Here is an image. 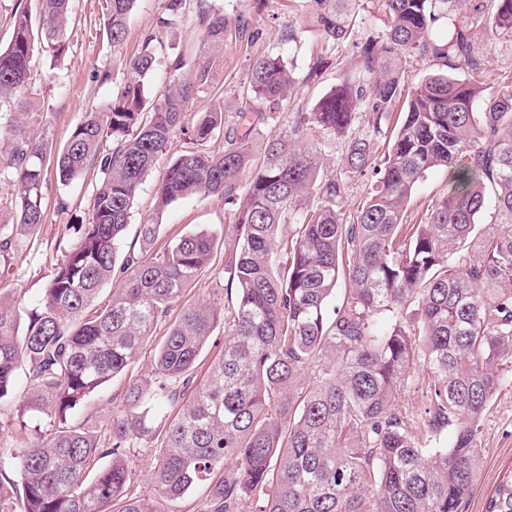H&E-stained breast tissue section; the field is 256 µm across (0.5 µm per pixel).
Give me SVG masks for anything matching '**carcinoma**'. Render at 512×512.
I'll list each match as a JSON object with an SVG mask.
<instances>
[{"label":"carcinoma","mask_w":512,"mask_h":512,"mask_svg":"<svg viewBox=\"0 0 512 512\" xmlns=\"http://www.w3.org/2000/svg\"><path fill=\"white\" fill-rule=\"evenodd\" d=\"M69 2L42 0L36 18L15 11L0 49V183L9 187L0 196V256L43 224L48 165L65 186L90 168L99 175L80 241L42 297L29 310L0 298V405L17 404L20 419H58L55 432L0 451V512H168L165 503L196 485L207 489L197 512H241L246 502L254 512H459L480 469L482 420L512 365V84L478 81L487 58L474 46L479 29L512 42V0H376L386 30L359 47L358 78L294 113L289 133L268 140L253 166L255 128L295 87L290 64L280 55L254 60L234 89L233 115L214 107L189 118L209 66L186 74L175 61L166 90L146 106L154 34L125 64L108 107L86 113L51 151L49 112L28 90L42 58L69 50ZM359 2L310 0L325 43L349 37ZM135 4L106 0L112 42ZM186 19L187 0H164L159 27ZM197 20L215 46L228 31L243 33L222 13ZM407 58L438 73L408 88ZM360 110L372 115L371 133L351 138L339 171L323 174L307 132L344 137ZM178 134L187 142L158 185L157 210L198 194L231 206L230 304L180 309L151 378L131 381L113 411L105 447L68 426V412L128 372L209 270L217 244L198 231L151 251L159 225L149 222L139 225V248L125 245L142 181ZM380 136L388 144L378 158ZM219 138L222 149H206ZM441 169L448 192L419 223H405L415 185ZM369 171V196L346 220L339 203ZM316 196L320 204H309ZM491 199V232L480 236ZM341 278L351 288L333 306ZM219 326L224 347L200 378L197 361ZM416 363L428 377V418L418 424L397 408ZM160 425L166 454L155 494L142 496L129 458ZM447 427L448 447H431ZM485 512H512V473Z\"/></svg>","instance_id":"carcinoma-1"}]
</instances>
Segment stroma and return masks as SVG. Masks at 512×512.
<instances>
[{
	"label": "stroma",
	"mask_w": 512,
	"mask_h": 512,
	"mask_svg": "<svg viewBox=\"0 0 512 512\" xmlns=\"http://www.w3.org/2000/svg\"><path fill=\"white\" fill-rule=\"evenodd\" d=\"M353 31L347 40L325 44L318 30L309 21L307 0H193L192 9L206 6L223 10L230 19L245 23L242 38L226 39L215 48L208 42L204 30L193 21H185L169 29H158L156 21L163 10L164 0H137L122 42L112 43L104 28V0H73L70 20V49L58 62H42V79L31 88V97L46 101L52 112L51 142L62 148L84 113L105 109L112 101L115 86L98 81L102 70L122 75L124 66L141 47L144 37L157 34L161 48L153 73L146 81L145 94L154 98L168 83L169 66L175 58L187 63L207 62L210 79L190 100L189 112H199L211 106H223L233 111V89L244 77L249 65L261 55H282L297 78V93L291 103L273 119L262 124L254 136V150L287 131L294 112L310 109L332 87L339 83L344 68L352 66L357 45L367 39L382 36L384 18L374 0H362ZM296 31L297 42H289V31ZM324 55L327 60L318 80H306L313 57ZM181 147L180 140L168 144L155 167L146 176L135 200L132 217L125 232L126 240L137 237L139 224L158 223V244H166L188 233L208 230L217 234L220 242L208 272L188 290L189 301L207 299L219 301V282L224 279L223 247L231 241L226 228V207L215 196H193L171 203L163 213H156L154 198L157 185L171 157ZM97 182L94 171H87L69 185H61L54 170H47L43 184L45 222L37 234L19 237L16 250L8 259H0V295L20 306L34 302L47 288L53 273L66 251L78 243L79 221L87 212L93 188ZM66 198L67 211H59L57 201ZM154 350L145 345L127 373L114 377L106 386L90 395L67 418L68 425L80 426L92 432L100 443L110 438L112 412L128 383L147 379L152 374ZM165 437L155 434L146 447L131 457L135 487L140 494L153 491L154 472L159 463ZM482 464L471 494L462 504L463 512H485V503L499 480L512 471V383L496 393L483 420L481 434Z\"/></svg>",
	"instance_id": "obj_1"
}]
</instances>
